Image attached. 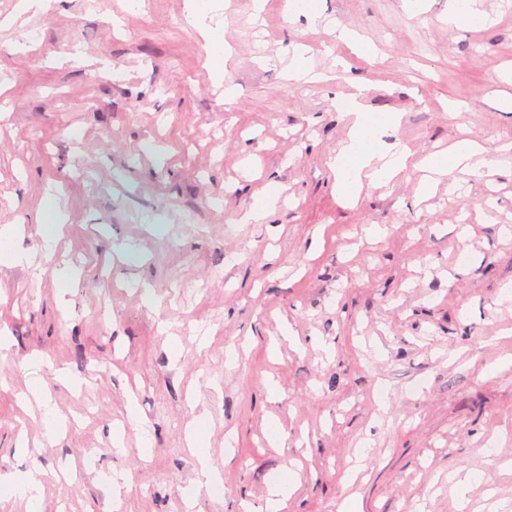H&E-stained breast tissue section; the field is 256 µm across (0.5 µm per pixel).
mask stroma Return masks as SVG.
<instances>
[{"label": "stroma", "instance_id": "1", "mask_svg": "<svg viewBox=\"0 0 512 512\" xmlns=\"http://www.w3.org/2000/svg\"><path fill=\"white\" fill-rule=\"evenodd\" d=\"M306 2L222 0L225 61L190 0L120 31L125 0H0V476L42 475L40 512H113L114 472L123 512H263L276 484L288 512H455L452 474L464 512H512V171L425 196L415 167L512 144V0L466 29L448 0ZM301 46L321 80L289 76ZM358 82L411 165L351 203ZM277 198L278 195L275 193L268 194L264 198L256 201L243 213L240 221L245 224L259 223L274 208Z\"/></svg>", "mask_w": 512, "mask_h": 512}]
</instances>
